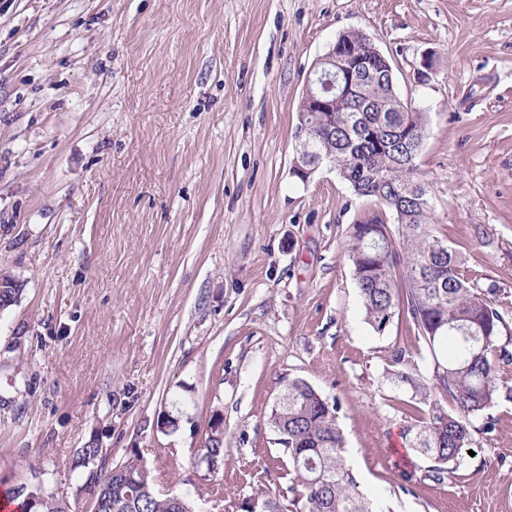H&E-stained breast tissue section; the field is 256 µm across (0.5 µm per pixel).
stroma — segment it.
I'll return each instance as SVG.
<instances>
[{
	"label": "stroma",
	"instance_id": "obj_1",
	"mask_svg": "<svg viewBox=\"0 0 512 512\" xmlns=\"http://www.w3.org/2000/svg\"><path fill=\"white\" fill-rule=\"evenodd\" d=\"M353 30L426 112L433 221L512 327V0H0V275L23 286L0 312V478L89 512L92 441L200 512L288 500L267 419L302 379L377 512H512V399L444 480L402 436L430 406L392 356L426 376L429 350L405 315L366 323L345 254L391 213L331 167L292 174L308 74Z\"/></svg>",
	"mask_w": 512,
	"mask_h": 512
}]
</instances>
